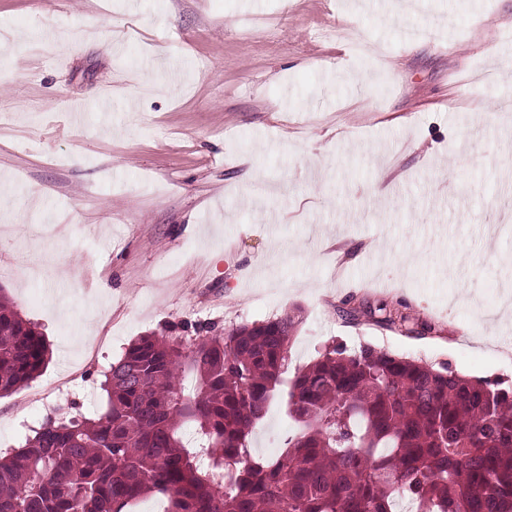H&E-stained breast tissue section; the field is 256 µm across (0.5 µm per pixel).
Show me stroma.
I'll return each instance as SVG.
<instances>
[{
  "label": "stroma",
  "mask_w": 512,
  "mask_h": 512,
  "mask_svg": "<svg viewBox=\"0 0 512 512\" xmlns=\"http://www.w3.org/2000/svg\"><path fill=\"white\" fill-rule=\"evenodd\" d=\"M510 61L512 0H0V296L50 349L0 453L99 415L140 336L296 308L290 372L369 345L512 388ZM297 431L272 406L253 456Z\"/></svg>",
  "instance_id": "35a3bbf8"
}]
</instances>
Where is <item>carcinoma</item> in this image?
Masks as SVG:
<instances>
[{
    "mask_svg": "<svg viewBox=\"0 0 512 512\" xmlns=\"http://www.w3.org/2000/svg\"><path fill=\"white\" fill-rule=\"evenodd\" d=\"M291 311L222 333L144 335L96 418L49 420L0 457V512H512V389L370 345L325 346L290 380ZM43 335L0 300V397L44 368ZM196 379L194 393L182 387ZM282 397L300 432L271 460L249 436ZM193 423L206 448L182 442Z\"/></svg>",
    "mask_w": 512,
    "mask_h": 512,
    "instance_id": "cac0c4a2",
    "label": "carcinoma"
}]
</instances>
